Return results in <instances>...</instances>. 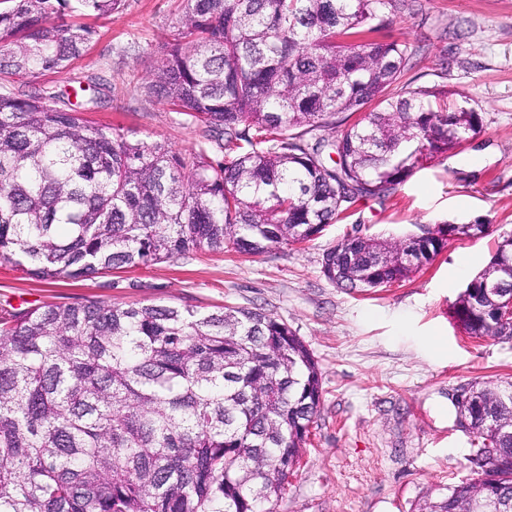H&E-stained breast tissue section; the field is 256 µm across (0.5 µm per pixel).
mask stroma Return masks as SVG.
<instances>
[{
    "mask_svg": "<svg viewBox=\"0 0 512 512\" xmlns=\"http://www.w3.org/2000/svg\"><path fill=\"white\" fill-rule=\"evenodd\" d=\"M182 8L183 0H124L95 22L83 56L39 85L60 92L97 82L100 101L84 118L177 152L197 148L205 127L145 91ZM380 35L414 48L405 85L447 90L451 104L466 98L482 120L479 135L415 170L386 200H359L315 240L258 255L192 251L52 284L0 266V308L228 303L295 330L319 365L322 398L276 512H414L472 476L475 436L456 423V390L512 381V340L468 337L451 317L512 236V0H416ZM440 222L487 231L451 240L430 265L370 294L341 291L322 273L323 253L348 233L404 237Z\"/></svg>",
    "mask_w": 512,
    "mask_h": 512,
    "instance_id": "1",
    "label": "stroma"
}]
</instances>
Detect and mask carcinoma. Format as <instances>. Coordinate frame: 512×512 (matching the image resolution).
<instances>
[{"label": "carcinoma", "instance_id": "carcinoma-1", "mask_svg": "<svg viewBox=\"0 0 512 512\" xmlns=\"http://www.w3.org/2000/svg\"><path fill=\"white\" fill-rule=\"evenodd\" d=\"M0 77L62 72L90 41L80 11L123 0H0ZM146 91L213 134L175 152L95 125L71 92L0 93V265L80 280L205 250L258 255L313 240L362 198L481 131L445 91L401 84L415 50L376 33L409 0H184ZM354 115L343 124L338 115ZM337 130L329 140L315 131ZM336 155L334 165L326 159ZM485 224L402 239L345 236L322 272L374 292ZM512 237L452 305L471 338L512 339ZM456 407L476 434L475 477L418 512H512V382ZM321 371L258 310L105 301L0 309V512H274L318 416Z\"/></svg>", "mask_w": 512, "mask_h": 512}]
</instances>
